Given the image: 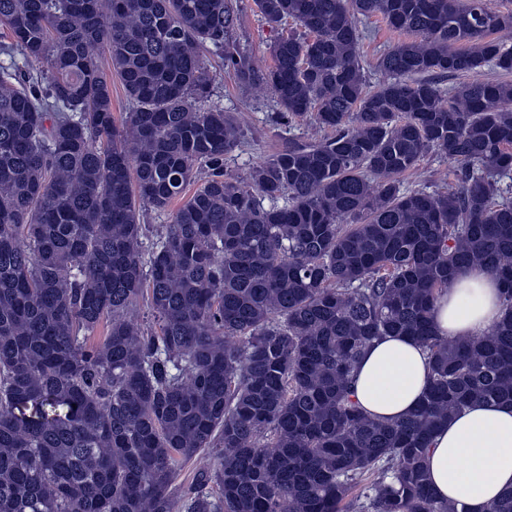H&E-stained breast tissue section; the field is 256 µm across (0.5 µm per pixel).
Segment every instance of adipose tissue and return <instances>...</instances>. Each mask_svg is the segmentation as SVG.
Wrapping results in <instances>:
<instances>
[{"mask_svg": "<svg viewBox=\"0 0 512 512\" xmlns=\"http://www.w3.org/2000/svg\"><path fill=\"white\" fill-rule=\"evenodd\" d=\"M502 315V287L478 267L461 271L434 304V324L448 337L483 335ZM428 370L426 353L411 337H381L356 365L352 397L371 417L402 419L423 398ZM426 463L439 497L488 512L512 487V405L470 403L438 430Z\"/></svg>", "mask_w": 512, "mask_h": 512, "instance_id": "obj_1", "label": "adipose tissue"}]
</instances>
